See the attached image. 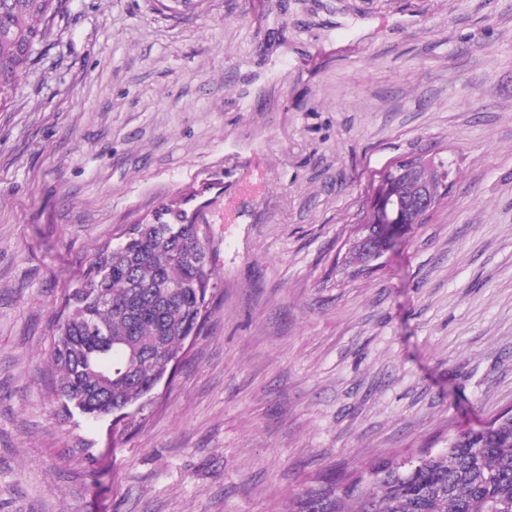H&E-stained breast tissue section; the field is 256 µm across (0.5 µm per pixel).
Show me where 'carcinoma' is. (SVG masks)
Masks as SVG:
<instances>
[{
	"instance_id": "obj_1",
	"label": "carcinoma",
	"mask_w": 512,
	"mask_h": 512,
	"mask_svg": "<svg viewBox=\"0 0 512 512\" xmlns=\"http://www.w3.org/2000/svg\"><path fill=\"white\" fill-rule=\"evenodd\" d=\"M62 0H0V107L43 49ZM432 190L448 161L431 159ZM205 229L181 206L162 205L115 247L98 249L68 289L50 354L63 412L120 415L169 370L200 330L212 279ZM376 476L323 475L288 512H512V413L458 431L448 447L404 460L383 459Z\"/></svg>"
}]
</instances>
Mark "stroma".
Returning a JSON list of instances; mask_svg holds the SVG:
<instances>
[{"instance_id":"35a3bbf8","label":"stroma","mask_w":512,"mask_h":512,"mask_svg":"<svg viewBox=\"0 0 512 512\" xmlns=\"http://www.w3.org/2000/svg\"><path fill=\"white\" fill-rule=\"evenodd\" d=\"M443 197L348 254L383 170ZM178 201L214 297L133 418H63L93 251ZM512 408V0H62L0 110V512H288Z\"/></svg>"}]
</instances>
